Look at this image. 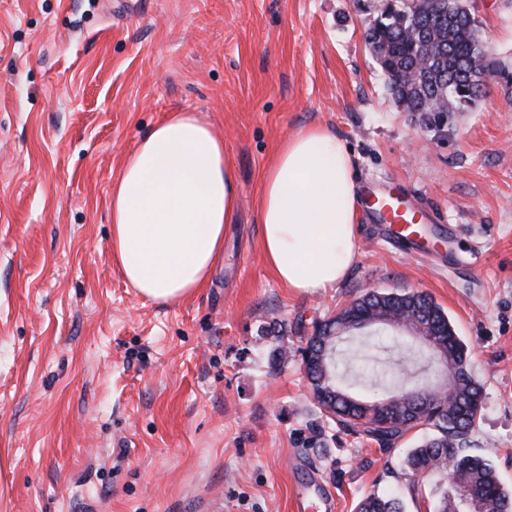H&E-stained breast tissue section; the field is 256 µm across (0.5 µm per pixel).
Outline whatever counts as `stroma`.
Here are the masks:
<instances>
[{
    "label": "stroma",
    "instance_id": "stroma-1",
    "mask_svg": "<svg viewBox=\"0 0 512 512\" xmlns=\"http://www.w3.org/2000/svg\"><path fill=\"white\" fill-rule=\"evenodd\" d=\"M380 0H0V512H294L369 492L437 512L439 474L405 459L428 426L381 450L339 432L308 390L315 323L375 289L420 291L448 313L483 386L466 453L512 489V89L465 112L398 110L364 32ZM512 59V0H470ZM169 112L224 140L239 210L211 280L159 304L111 248L112 182ZM321 125L356 183L399 187L438 244L393 246L365 210L336 287L297 293L267 267L255 202L279 144ZM407 333L349 338L354 396L383 398Z\"/></svg>",
    "mask_w": 512,
    "mask_h": 512
}]
</instances>
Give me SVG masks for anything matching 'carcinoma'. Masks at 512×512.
I'll list each match as a JSON object with an SVG mask.
<instances>
[{
	"label": "carcinoma",
	"instance_id": "cac0c4a2",
	"mask_svg": "<svg viewBox=\"0 0 512 512\" xmlns=\"http://www.w3.org/2000/svg\"><path fill=\"white\" fill-rule=\"evenodd\" d=\"M369 47L397 107L404 112H463L485 94L470 82L479 74L512 87V62L498 57L482 40L467 0H386L365 32ZM425 327L443 349L448 365L468 367L467 346L448 314L419 292L363 294L327 319L319 331L331 336L325 368L306 369L321 414L340 431L392 448L411 428L427 425L434 434L407 456L413 473L449 472L450 490L440 491L437 512H512V491L502 485L482 457L463 453L467 437L482 416L483 391L466 371L438 387L413 380L385 407L380 399L353 397L336 368V351L346 335L375 327ZM395 497L370 493L357 512H403Z\"/></svg>",
	"mask_w": 512,
	"mask_h": 512
}]
</instances>
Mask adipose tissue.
<instances>
[{
    "instance_id": "adipose-tissue-1",
    "label": "adipose tissue",
    "mask_w": 512,
    "mask_h": 512,
    "mask_svg": "<svg viewBox=\"0 0 512 512\" xmlns=\"http://www.w3.org/2000/svg\"><path fill=\"white\" fill-rule=\"evenodd\" d=\"M355 162L329 129L283 141L262 172L256 211L264 260L295 292L335 287L357 250ZM238 183L223 139L193 112H171L140 140L112 184V259L158 303L198 293L224 251Z\"/></svg>"
}]
</instances>
